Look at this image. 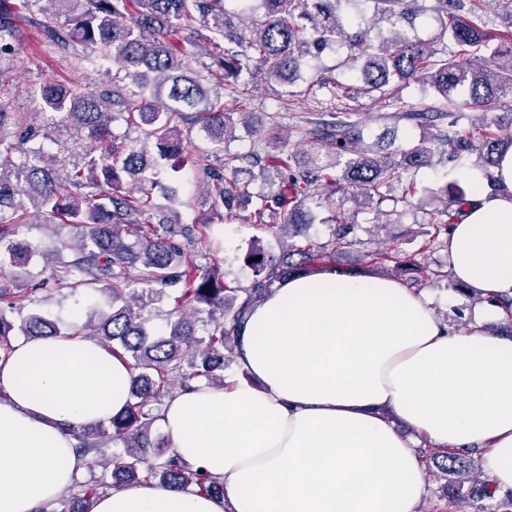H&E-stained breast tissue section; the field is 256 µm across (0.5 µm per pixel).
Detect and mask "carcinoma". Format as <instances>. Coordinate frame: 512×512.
<instances>
[{
    "label": "carcinoma",
    "mask_w": 512,
    "mask_h": 512,
    "mask_svg": "<svg viewBox=\"0 0 512 512\" xmlns=\"http://www.w3.org/2000/svg\"><path fill=\"white\" fill-rule=\"evenodd\" d=\"M7 2L0 0V56L14 50L20 37L11 11L4 8ZM54 2L67 20L62 27L45 30L48 44L89 48L91 65L117 59L126 71V83L110 96L59 82L36 89L40 113L47 120L73 124L99 148L98 156L83 168H72L63 180L56 170L64 162L60 153L66 147L59 146L55 154L40 149L19 152L8 130L20 125V116L0 108V266L7 263L13 268L7 276L0 274V357L8 356L16 335L94 336L128 364L132 384L129 402L120 413L72 431L76 452L89 460V468L99 466L102 473L76 481L64 509L57 510L51 502L40 512H93L99 495L150 480L222 495L223 483L192 469L167 449L164 439L152 436L154 405L172 389L191 390L199 382L224 385L227 354L236 351L241 327L273 287L293 275L336 267V255L360 243L358 225L340 210L326 242L308 241L305 228L313 222L312 206H322L328 191L347 190L355 204L398 216V205H411L413 182L400 199L389 198L383 188L432 165L437 155L456 161L464 154L476 155L492 191H498L493 168L512 148V136L502 138L488 123L465 130L460 121L464 108L512 93V39L494 41L476 15L481 0H434L441 50L398 30L400 21L424 11L419 0H373L377 22L389 25L374 37L368 28L346 31L341 5L362 0H258L242 8L248 13L245 19L224 6V0H84L77 13L72 4L79 0ZM193 18L204 34L193 49L175 50L165 34ZM337 44L347 47L344 65L359 71L365 91L414 82L430 86L447 100L448 111L430 114L393 99L395 118L432 127V137L399 151L397 160L377 157L367 147L359 123L335 118L305 130L304 144L295 151H286L287 140L274 131L243 154L224 147L236 127L251 136L256 130L246 112L216 111L219 91L235 98L245 95L240 79L254 68L270 83L292 82L301 77L307 58ZM203 53L223 71L217 89L206 84L198 69ZM118 120L140 131L135 144L117 141L111 125ZM182 122L224 151L220 166L207 154L197 160L211 209L232 221L252 199L250 183L239 179V163L246 161L258 169L252 179L277 184L275 190L257 195L254 218L260 222L267 213L280 214L283 223L272 225L275 234L301 239L278 255L252 247L247 257L253 259L255 276L246 288L230 287L218 273L197 263L177 240L192 239L195 228L181 224L176 195L147 175L181 157ZM158 193L168 205L155 221ZM469 206L470 191L452 183L449 199L437 210L432 241L450 235ZM32 212L50 225L58 221L83 229L80 243L72 246L74 258L52 274L56 290L73 293L85 286L107 292L108 308L95 305L86 320L70 327L37 312L21 315L13 298L27 279L35 251L17 238V231ZM136 225L140 230L135 240L126 241L128 227ZM382 256L395 268L412 272L415 285L433 275L420 261L401 258L394 245ZM131 267L139 269L132 281L126 277ZM172 286L178 292L175 319L167 331L157 332L143 315V295L160 297ZM425 462L446 477L448 487L472 512H512V500H497L472 453L433 449L425 454Z\"/></svg>",
    "instance_id": "carcinoma-1"
}]
</instances>
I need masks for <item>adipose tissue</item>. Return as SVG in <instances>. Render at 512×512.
<instances>
[{"mask_svg":"<svg viewBox=\"0 0 512 512\" xmlns=\"http://www.w3.org/2000/svg\"><path fill=\"white\" fill-rule=\"evenodd\" d=\"M490 195L448 240L457 281L487 302L446 325L401 282L325 271L281 282L238 341L242 377L196 385L162 406L170 448L221 481L220 496L155 482L102 494L94 512H416L424 448L469 449L512 488V340L487 325L512 298V150ZM131 372L95 339L20 340L0 358V512H39L87 461L68 426L123 410ZM415 434L407 439L397 429Z\"/></svg>","mask_w":512,"mask_h":512,"instance_id":"ef3b65f1","label":"adipose tissue"}]
</instances>
